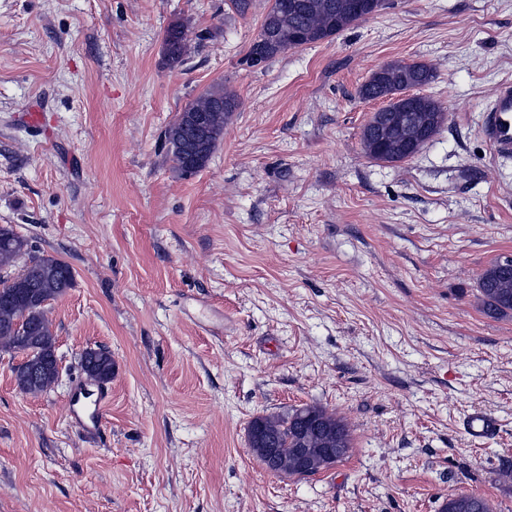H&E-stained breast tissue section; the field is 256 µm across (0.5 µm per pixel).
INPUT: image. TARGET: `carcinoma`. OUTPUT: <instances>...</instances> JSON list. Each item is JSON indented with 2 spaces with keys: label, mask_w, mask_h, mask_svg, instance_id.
<instances>
[{
  "label": "carcinoma",
  "mask_w": 512,
  "mask_h": 512,
  "mask_svg": "<svg viewBox=\"0 0 512 512\" xmlns=\"http://www.w3.org/2000/svg\"><path fill=\"white\" fill-rule=\"evenodd\" d=\"M384 0H269L260 33L242 60L248 68L255 60L266 62L290 49L317 43L333 37L377 13V3ZM190 49L187 26L181 20L172 22L164 35V54L174 69L185 63ZM436 75L425 63L394 60L375 71L360 94L365 100L395 95L410 89L422 88L434 82ZM239 107L233 90L218 82L188 103L177 119L164 132L167 154L173 168L183 175L200 170L193 152L201 153L202 164L210 160L218 142L224 136V124ZM412 109L426 134L414 128H396L381 137L376 124L389 112ZM446 112L433 99L416 94L403 103L389 107L370 117L361 134L364 152L373 160L398 163L418 154L443 129ZM29 264L17 275L8 270L23 256ZM0 350L21 353L34 348L46 356L56 351L57 337L48 316L49 301L74 286L72 268L64 261L45 255L32 254L28 240L19 236L11 226H0ZM478 291L484 311L490 316L512 311V266L496 259L478 280ZM86 377L102 384L112 379L115 363L105 348L89 355L82 365ZM17 387L29 394L51 389L59 379L55 365L48 362L38 368L37 377L24 369L13 370ZM320 421L331 432L337 448L352 445L346 423L335 414L317 405H306L282 414L253 419L249 428L259 427L271 439L278 464H267L274 472H282V463L293 461L296 449L306 442L304 424L308 419ZM440 512H493L488 499L473 493H455L441 506Z\"/></svg>",
  "instance_id": "1"
}]
</instances>
